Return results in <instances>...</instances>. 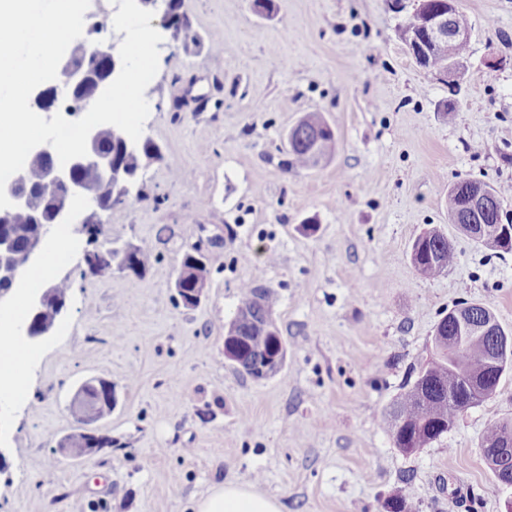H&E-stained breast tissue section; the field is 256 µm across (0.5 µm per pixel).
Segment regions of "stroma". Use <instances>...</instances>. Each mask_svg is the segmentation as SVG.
Listing matches in <instances>:
<instances>
[{"label": "stroma", "mask_w": 512, "mask_h": 512, "mask_svg": "<svg viewBox=\"0 0 512 512\" xmlns=\"http://www.w3.org/2000/svg\"><path fill=\"white\" fill-rule=\"evenodd\" d=\"M458 2L470 48L445 81L409 54L389 0H182L197 40L159 42L142 132L163 158L103 215L113 247L148 244L151 262L82 277L78 237L56 266L67 312L24 343L29 401H0V512H192L228 482L281 512H383L394 494L417 512H512L481 448L489 423L512 421V370L414 454L380 425L456 303L512 332V253L462 234L445 205L463 179L512 185V0ZM312 111L337 149L301 170L286 135ZM432 228L456 261L427 279L410 251ZM195 251L209 276L187 308L173 283ZM244 283L279 296L287 359L261 381L224 356ZM90 378L116 395L96 424L112 445L74 459L59 443Z\"/></svg>", "instance_id": "1"}]
</instances>
